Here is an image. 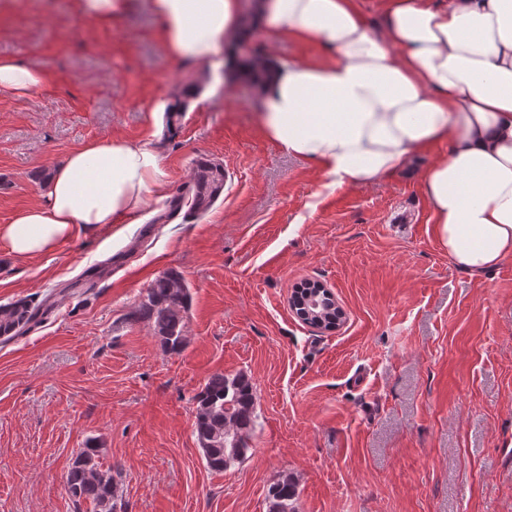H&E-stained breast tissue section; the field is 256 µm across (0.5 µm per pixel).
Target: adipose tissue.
I'll return each instance as SVG.
<instances>
[{"label":"adipose tissue","instance_id":"adipose-tissue-1","mask_svg":"<svg viewBox=\"0 0 512 512\" xmlns=\"http://www.w3.org/2000/svg\"><path fill=\"white\" fill-rule=\"evenodd\" d=\"M166 50L220 67L237 0H150ZM274 38L316 44L323 61L275 60L257 121L329 186L394 175L432 145L446 157L420 186L432 232L475 274L512 258V0H385L372 26L358 0H265ZM39 70L0 60V94L31 95ZM164 160L143 145L96 140L49 176L42 204L0 225L17 257L75 234L136 224L165 192Z\"/></svg>","mask_w":512,"mask_h":512}]
</instances>
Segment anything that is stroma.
<instances>
[{
  "label": "stroma",
  "instance_id": "obj_1",
  "mask_svg": "<svg viewBox=\"0 0 512 512\" xmlns=\"http://www.w3.org/2000/svg\"><path fill=\"white\" fill-rule=\"evenodd\" d=\"M108 24L78 0H0V59L40 70L32 97L0 94V225L37 204L74 148L136 141L165 159L169 197L123 230L102 227L20 259L0 242V304L46 310L0 340V512H92L66 473L97 438L118 467L125 512H268L282 474L296 512H512V259L474 274L432 233L417 174L326 188L256 121L257 89L217 83L171 58L149 0ZM235 54L312 60L253 25ZM204 99L174 128L165 106ZM224 190L196 218L172 212L197 164ZM191 294L187 347L165 353L132 321L156 277ZM330 288L334 330L300 321L297 286ZM247 373L251 450L209 470L194 397L216 373Z\"/></svg>",
  "mask_w": 512,
  "mask_h": 512
}]
</instances>
